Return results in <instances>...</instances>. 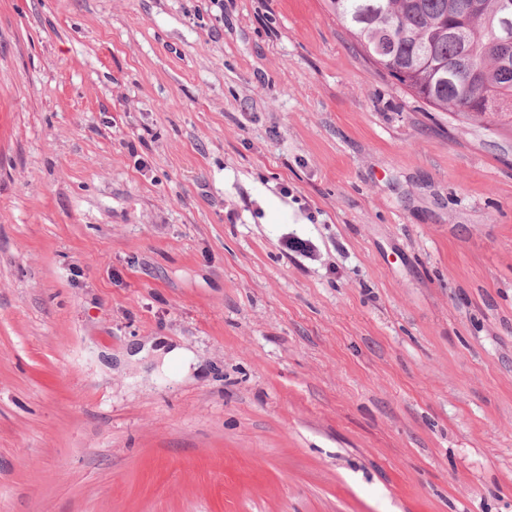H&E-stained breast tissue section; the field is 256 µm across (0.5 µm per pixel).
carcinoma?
Masks as SVG:
<instances>
[{
	"label": "carcinoma",
	"instance_id": "obj_1",
	"mask_svg": "<svg viewBox=\"0 0 512 512\" xmlns=\"http://www.w3.org/2000/svg\"><path fill=\"white\" fill-rule=\"evenodd\" d=\"M329 0L366 58L400 87L457 121L488 115L512 131V46L498 48L500 0Z\"/></svg>",
	"mask_w": 512,
	"mask_h": 512
}]
</instances>
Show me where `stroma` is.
I'll return each mask as SVG.
<instances>
[{"label": "stroma", "instance_id": "35a3bbf8", "mask_svg": "<svg viewBox=\"0 0 512 512\" xmlns=\"http://www.w3.org/2000/svg\"><path fill=\"white\" fill-rule=\"evenodd\" d=\"M327 3L0 0V512H512V134Z\"/></svg>", "mask_w": 512, "mask_h": 512}]
</instances>
